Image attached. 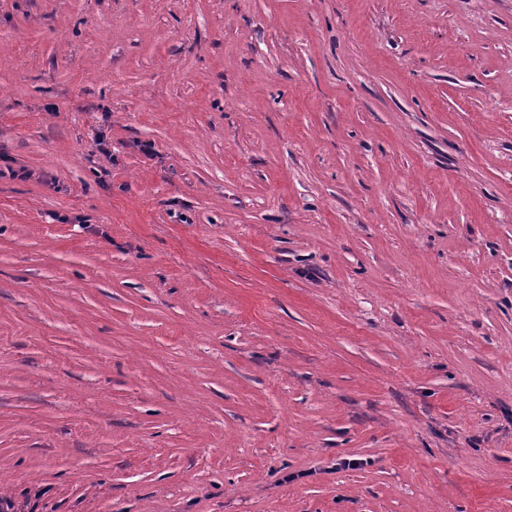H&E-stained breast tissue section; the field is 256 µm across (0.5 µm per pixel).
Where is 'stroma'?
<instances>
[{"label": "stroma", "mask_w": 512, "mask_h": 512, "mask_svg": "<svg viewBox=\"0 0 512 512\" xmlns=\"http://www.w3.org/2000/svg\"><path fill=\"white\" fill-rule=\"evenodd\" d=\"M1 497L512 512V0H0Z\"/></svg>", "instance_id": "1"}]
</instances>
